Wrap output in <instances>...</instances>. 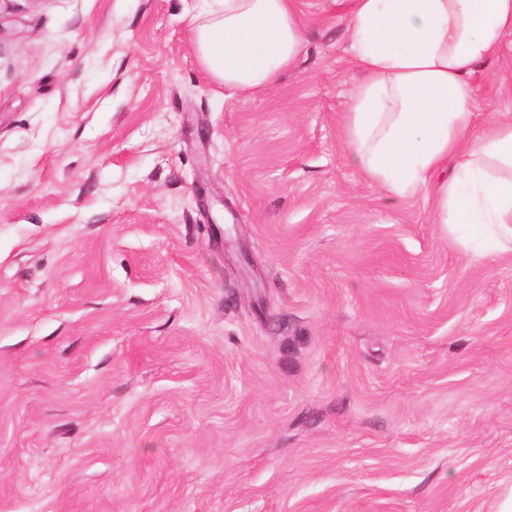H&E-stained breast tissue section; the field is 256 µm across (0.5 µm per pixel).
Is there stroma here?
Returning a JSON list of instances; mask_svg holds the SVG:
<instances>
[{"mask_svg":"<svg viewBox=\"0 0 512 512\" xmlns=\"http://www.w3.org/2000/svg\"><path fill=\"white\" fill-rule=\"evenodd\" d=\"M202 2L0 0V512H502L512 253L353 165L341 10L243 98Z\"/></svg>","mask_w":512,"mask_h":512,"instance_id":"obj_1","label":"stroma"}]
</instances>
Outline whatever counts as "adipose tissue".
I'll return each mask as SVG.
<instances>
[{"mask_svg": "<svg viewBox=\"0 0 512 512\" xmlns=\"http://www.w3.org/2000/svg\"><path fill=\"white\" fill-rule=\"evenodd\" d=\"M330 2L362 74L344 123L351 162L394 197L432 188L439 223L512 252V121L468 133L471 77L512 39V0ZM302 45L301 0H209L192 18L203 71L236 94L270 88Z\"/></svg>", "mask_w": 512, "mask_h": 512, "instance_id": "ef3b65f1", "label": "adipose tissue"}]
</instances>
